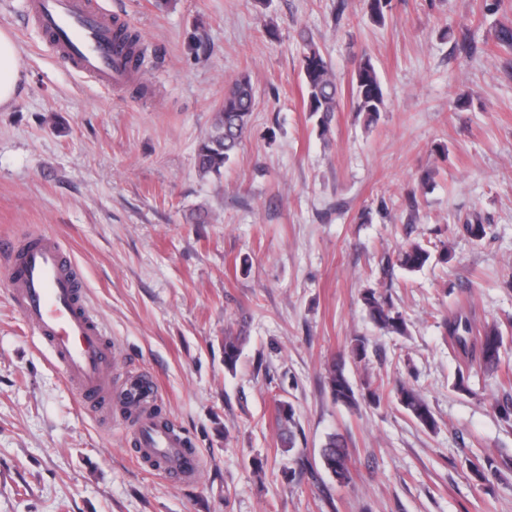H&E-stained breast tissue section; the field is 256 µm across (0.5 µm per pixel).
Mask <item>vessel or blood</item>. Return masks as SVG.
I'll use <instances>...</instances> for the list:
<instances>
[{
	"label": "vessel or blood",
	"instance_id": "b4317fda",
	"mask_svg": "<svg viewBox=\"0 0 512 512\" xmlns=\"http://www.w3.org/2000/svg\"><path fill=\"white\" fill-rule=\"evenodd\" d=\"M26 20L72 69L105 88L125 85L131 74L116 40L111 14L96 0H27ZM0 251L18 252L10 268L13 305L60 366L80 408L94 411L116 397L140 405L134 423V458L158 463L177 482L195 481L201 456L156 410L158 388L145 375L112 388V343L82 294V274L57 237L31 231L24 242L0 237Z\"/></svg>",
	"mask_w": 512,
	"mask_h": 512
}]
</instances>
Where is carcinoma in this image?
I'll return each mask as SVG.
<instances>
[{"label": "carcinoma", "mask_w": 512, "mask_h": 512, "mask_svg": "<svg viewBox=\"0 0 512 512\" xmlns=\"http://www.w3.org/2000/svg\"><path fill=\"white\" fill-rule=\"evenodd\" d=\"M391 0H364L370 20L383 25L388 16ZM118 37L127 49V63L137 71L143 64L139 38L128 29H118ZM303 43L301 70L307 99V109L319 115L318 131L324 136L334 112L338 111L342 89L336 81L333 65L320 50L312 37L300 33ZM255 101V87L251 77L242 73L233 79L224 91L223 102L214 110L208 132L200 141L196 151V166L203 175L221 176L224 166L235 156L250 131V117ZM351 110L366 117L372 123L385 108V96L380 78L371 57L363 53L352 59V77L349 88ZM489 225L482 217L472 213L464 218L461 231L474 240H482L488 234ZM432 258L430 250L421 243H414L401 250L397 263L408 273L422 269ZM361 300L373 324L380 330L398 336L407 335V324L403 314L392 304L389 297L373 288L361 292ZM446 336L462 353L466 367L473 363L484 365L490 370L498 367L500 350L504 343L502 330L495 325L477 327L468 314L458 312L443 320ZM247 339L244 329L224 334V367L232 372L236 369L242 347ZM327 384L333 399L347 406L358 405L355 389L345 373V360H332L327 367ZM395 397L403 410L421 427L433 430L437 421L430 405L416 389L400 384L395 388ZM277 421L281 430L283 446L291 449L294 445V413L288 406L278 409ZM322 466L337 481L344 483L351 479L350 452L345 442L331 436L320 454ZM472 475L481 482L489 480L498 472V465L490 457L469 461Z\"/></svg>", "instance_id": "obj_1"}]
</instances>
